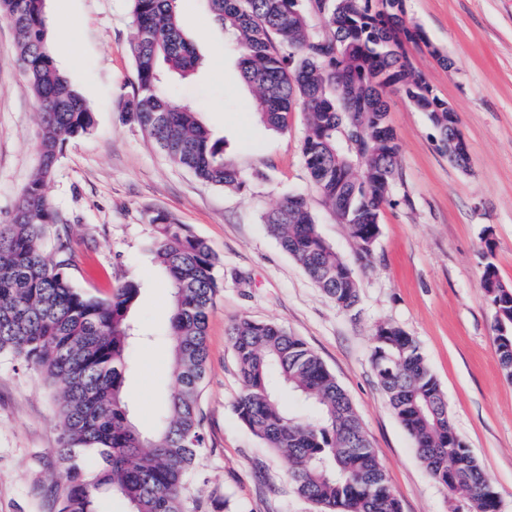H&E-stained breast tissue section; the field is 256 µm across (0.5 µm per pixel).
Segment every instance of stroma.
<instances>
[{
    "mask_svg": "<svg viewBox=\"0 0 512 512\" xmlns=\"http://www.w3.org/2000/svg\"><path fill=\"white\" fill-rule=\"evenodd\" d=\"M405 9L454 62L447 69L426 50L408 51L458 114L470 162L452 164L426 113L404 94L391 95L400 177L366 267L309 181L304 112L292 113L286 131L263 126L208 0H177L199 65L186 80L165 76L164 87L223 141L225 158L246 182L240 192L173 165L126 119L135 83L129 0L44 2L51 55L94 120L87 137L66 144L47 185L61 221L49 227L45 247L71 243L77 261L68 275L79 288L105 295L127 280L141 282L135 316L149 338L134 349L125 391L143 430L155 427L173 385L170 290L150 251L155 218L187 225L221 259L201 396L207 448L190 490L205 500L223 496L222 512H317L296 493L287 460L234 412L242 385L226 330L245 317L280 324L322 359L349 395L402 512H453L450 492L419 459L372 368L379 325L413 336L445 392L457 435L497 493L498 512H512V382L495 353L491 307L480 286L489 262L512 286V0H405ZM60 14L72 26L56 32ZM36 113L14 31L0 18V224L10 222L35 171ZM295 193L306 196L320 235L351 264L360 291L354 310L338 309L267 233L263 214ZM57 444L52 386L0 356V512H55L50 483L64 479Z\"/></svg>",
    "mask_w": 512,
    "mask_h": 512,
    "instance_id": "obj_1",
    "label": "stroma"
}]
</instances>
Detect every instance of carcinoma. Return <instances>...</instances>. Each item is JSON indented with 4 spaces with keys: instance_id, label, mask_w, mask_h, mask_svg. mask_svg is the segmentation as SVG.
<instances>
[{
    "instance_id": "1",
    "label": "carcinoma",
    "mask_w": 512,
    "mask_h": 512,
    "mask_svg": "<svg viewBox=\"0 0 512 512\" xmlns=\"http://www.w3.org/2000/svg\"><path fill=\"white\" fill-rule=\"evenodd\" d=\"M130 2L136 82L127 119L202 182L242 190L245 180L224 158L223 142L211 141L195 113L161 89L160 63L181 76L197 65L176 0ZM209 2L238 52L260 120L282 132L288 116L303 108L302 155L311 183L359 257L371 261L369 243L378 239L380 214L393 204L399 175L396 135L378 144L371 128L388 115L389 95L398 89L427 113L436 142L448 148V102L411 66L406 46L430 50L448 68L453 61L406 20L403 0ZM314 16L321 26L311 24ZM0 17L14 30L38 106V167L11 222L0 224V355L38 370L58 392L56 452L67 465L66 480L54 485L58 512H100L107 492L125 499L130 512H211L220 499H193L187 484L206 448L200 399L220 258L186 225L155 219V261L171 289L174 386L155 432L145 436L125 393L141 284L130 280L99 298L69 278L74 254L68 242H59L52 255L44 250L48 227L61 222L46 187L65 144L91 131V109L48 52L44 0H0ZM344 135L358 149L340 142ZM370 167L381 177L367 182ZM263 223L336 307H356L354 270L323 240L303 195L285 197ZM480 285L493 313L494 349L512 381V287L487 266ZM228 336L243 382L234 411L287 459L297 493L318 512H402L348 394L317 354L272 322L241 318ZM372 365L433 478L468 512H496L497 493L456 434L444 391L415 338L398 326H379ZM290 396L306 404L307 414L290 410Z\"/></svg>"
}]
</instances>
